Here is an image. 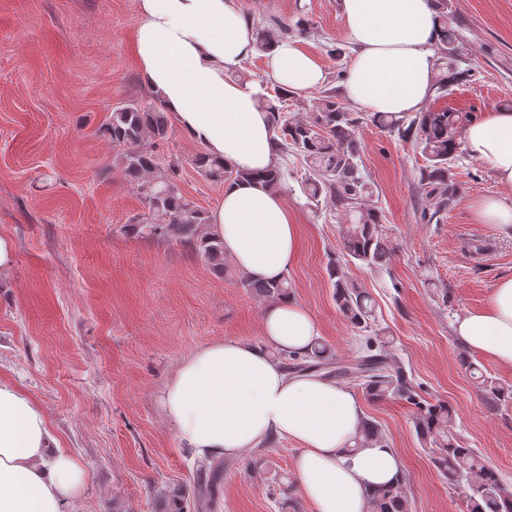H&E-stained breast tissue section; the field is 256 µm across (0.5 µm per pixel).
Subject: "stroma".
<instances>
[{
  "label": "stroma",
  "instance_id": "obj_1",
  "mask_svg": "<svg viewBox=\"0 0 512 512\" xmlns=\"http://www.w3.org/2000/svg\"><path fill=\"white\" fill-rule=\"evenodd\" d=\"M254 29L279 19H308L299 45L326 70V88L342 89L353 50L339 0H236ZM138 0H0V235L16 263L0 277V377L44 408L60 448L88 471L82 497L65 512H155L169 479L193 485L200 461L178 446L158 392L196 347L229 338L261 342L262 303L235 276L219 277L183 246L133 238L120 227L145 208L124 177L120 151L102 126L118 105L154 103L134 52ZM460 32L456 68L464 79L427 108L478 116L512 110V0H448ZM338 47L342 57L329 54ZM373 207L396 250L388 270L354 264L345 273L370 293L376 320L420 395L444 400L457 434L512 486V399L490 404L460 363L453 334L458 315L481 308L490 288L512 276V235L473 219L469 201L500 193L489 165L459 150L452 164L456 196L432 223L419 183L425 160L414 142L373 122L357 132ZM200 147L177 125L156 146L177 167L180 192L212 210L223 184L205 179L193 159ZM281 193L301 225L288 271L291 293L321 326L320 339L341 363L361 352V337L333 300L328 274L343 224L333 206L312 208L302 191L305 165L276 160ZM486 250L474 254L473 240ZM397 450L411 512H464L460 496L421 446L406 402H364ZM298 445L272 440L224 461L213 505L198 512H312L295 470ZM287 478L289 500L268 494Z\"/></svg>",
  "mask_w": 512,
  "mask_h": 512
}]
</instances>
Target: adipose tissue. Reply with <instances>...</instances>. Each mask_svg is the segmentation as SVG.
<instances>
[{
  "label": "adipose tissue",
  "instance_id": "1",
  "mask_svg": "<svg viewBox=\"0 0 512 512\" xmlns=\"http://www.w3.org/2000/svg\"><path fill=\"white\" fill-rule=\"evenodd\" d=\"M355 57L346 97L369 112L421 111L432 93L438 19L430 0H340ZM135 50L141 77L170 119L204 153L243 172L225 183L208 230L250 278L281 281L295 262L299 226L280 193L259 180L273 167L275 133L259 106V83L233 79L255 52V33L234 0H139ZM265 67L296 92L319 88L322 64L296 41L280 42ZM470 157L487 163L502 189L470 205L477 223L512 233V111L490 110L462 134ZM262 344L224 339L181 359L160 402L179 444L198 458L235 457L275 438L296 442L301 493L314 512H369L368 488L403 476L397 451L383 443L348 457L364 420L358 395L335 379L293 375L270 349L310 351L320 336L314 315L293 297L265 303ZM468 352L512 369V277L499 280L478 310L455 322ZM88 473L54 447L43 408L0 379V512H63Z\"/></svg>",
  "mask_w": 512,
  "mask_h": 512
}]
</instances>
